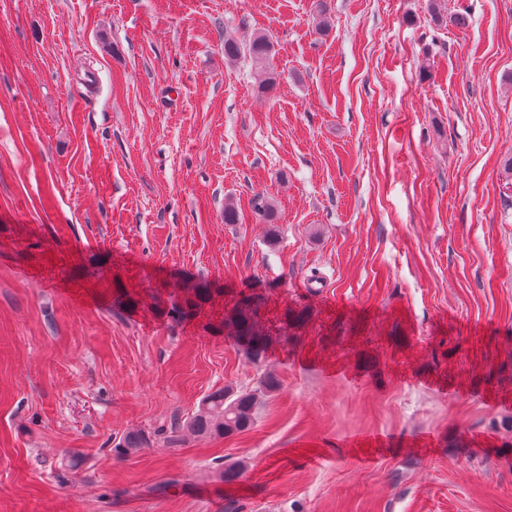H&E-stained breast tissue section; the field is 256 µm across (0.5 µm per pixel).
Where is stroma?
<instances>
[{
	"mask_svg": "<svg viewBox=\"0 0 512 512\" xmlns=\"http://www.w3.org/2000/svg\"><path fill=\"white\" fill-rule=\"evenodd\" d=\"M510 156L512 0H0V512H512ZM241 56L249 58L252 66L260 73L259 92L272 93L276 89L277 76L271 67L272 46L269 38L263 33H257L244 46L232 38H225L224 57L234 61ZM258 299L244 298L230 314L229 320L236 327V338L241 343L246 357L261 368L266 360L269 336L256 321ZM279 379L271 373L262 372L251 388L234 389L224 387L207 394L201 401L199 410L193 414L173 435L156 438L137 431L127 432L120 438L115 455L125 457L141 448H150L155 443L163 447H174L180 442L179 433L186 431L196 437H229L244 433L253 428L256 410L261 398L277 392Z\"/></svg>",
	"mask_w": 512,
	"mask_h": 512,
	"instance_id": "stroma-1",
	"label": "stroma"
}]
</instances>
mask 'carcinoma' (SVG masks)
Wrapping results in <instances>:
<instances>
[{"label":"carcinoma","mask_w":512,"mask_h":512,"mask_svg":"<svg viewBox=\"0 0 512 512\" xmlns=\"http://www.w3.org/2000/svg\"><path fill=\"white\" fill-rule=\"evenodd\" d=\"M241 56L248 58L260 73L259 92L272 93L276 89L277 76L271 67L272 46L269 38L263 33H257L245 45L232 38L224 39V57L234 61ZM257 311L258 301L248 297L231 312L229 320L236 327V338L241 343L246 357L260 368L266 360L269 336L256 321ZM279 388V379L271 373L263 372L251 388L217 389L202 399L199 410L182 425V428L189 434L202 438H225L244 433L254 426L261 398L274 394ZM179 442L177 434L159 437L153 441L144 433L130 431L120 438L114 452L118 457H125L142 448H150L156 443L164 447H173Z\"/></svg>","instance_id":"obj_1"}]
</instances>
